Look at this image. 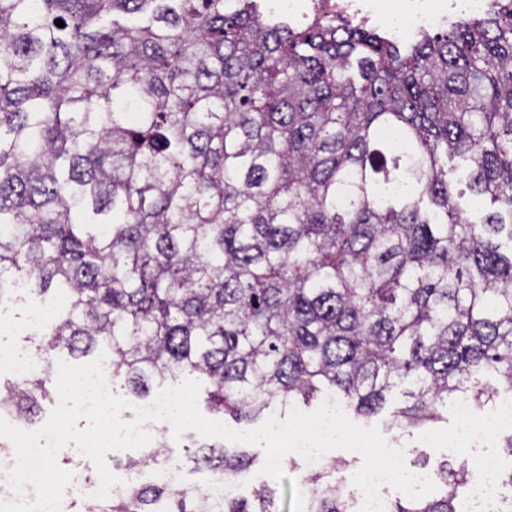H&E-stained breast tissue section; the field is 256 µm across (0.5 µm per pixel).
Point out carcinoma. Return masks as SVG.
<instances>
[{
  "mask_svg": "<svg viewBox=\"0 0 512 512\" xmlns=\"http://www.w3.org/2000/svg\"><path fill=\"white\" fill-rule=\"evenodd\" d=\"M4 274L52 311L43 375L0 392L23 420L59 349L108 352L136 394L200 375L244 421L326 392L361 421L400 387L394 423L428 429L512 394V8L399 42L255 0H0ZM196 462L236 481L252 458ZM340 465L302 476L304 512H350ZM469 478L445 461L390 512H464ZM279 500L153 483L91 512Z\"/></svg>",
  "mask_w": 512,
  "mask_h": 512,
  "instance_id": "carcinoma-1",
  "label": "carcinoma"
}]
</instances>
